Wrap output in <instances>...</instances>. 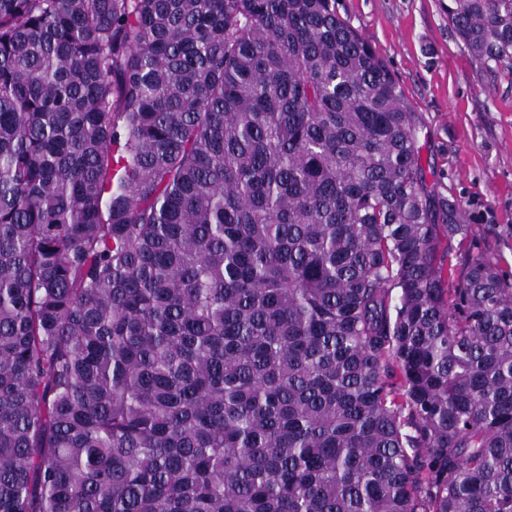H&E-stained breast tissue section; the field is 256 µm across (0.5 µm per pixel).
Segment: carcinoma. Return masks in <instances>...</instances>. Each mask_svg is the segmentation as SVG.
<instances>
[{"instance_id": "cac0c4a2", "label": "carcinoma", "mask_w": 512, "mask_h": 512, "mask_svg": "<svg viewBox=\"0 0 512 512\" xmlns=\"http://www.w3.org/2000/svg\"><path fill=\"white\" fill-rule=\"evenodd\" d=\"M421 129L336 0H0V512H512V279Z\"/></svg>"}]
</instances>
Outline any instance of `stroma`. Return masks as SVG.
<instances>
[{"instance_id": "1", "label": "stroma", "mask_w": 512, "mask_h": 512, "mask_svg": "<svg viewBox=\"0 0 512 512\" xmlns=\"http://www.w3.org/2000/svg\"><path fill=\"white\" fill-rule=\"evenodd\" d=\"M443 0H338L389 64L423 130L422 162L471 218L452 254L494 255L512 277V76L476 63Z\"/></svg>"}]
</instances>
